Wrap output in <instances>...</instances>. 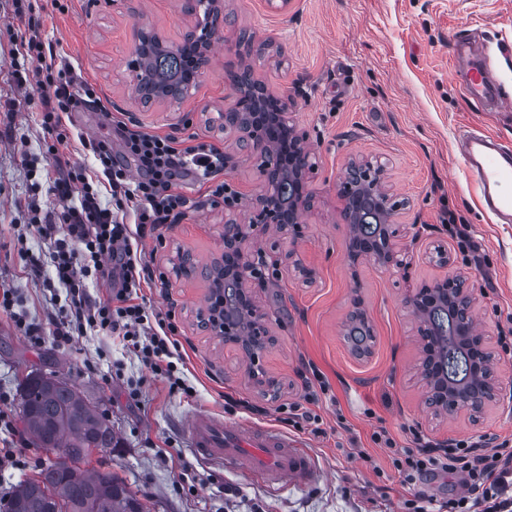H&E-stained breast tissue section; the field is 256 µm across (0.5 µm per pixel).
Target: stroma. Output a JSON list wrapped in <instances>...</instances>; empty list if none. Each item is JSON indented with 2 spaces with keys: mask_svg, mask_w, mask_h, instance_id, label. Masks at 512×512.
<instances>
[{
  "mask_svg": "<svg viewBox=\"0 0 512 512\" xmlns=\"http://www.w3.org/2000/svg\"><path fill=\"white\" fill-rule=\"evenodd\" d=\"M43 16L42 39L57 42L100 98L98 110L69 114L70 138L49 153L41 126L42 95L36 83L18 86L16 48L27 29L12 0H0V290L23 298L15 311L0 310V392L24 440L27 470L0 468V496L32 478L51 453L29 439L21 415L22 380L30 373L74 385L112 423L117 445L95 452L92 468L116 474L148 512H404L413 490L403 487L386 449L372 434L384 429L400 444L420 435L434 445L486 435L512 439V409L494 403L478 417L435 415L425 405L417 376L416 324L403 299L408 284L430 282L450 271L470 277L477 301V332L496 355L495 370L512 384V354L499 343L512 328V223L480 207L457 145L459 132L478 128L512 146V110L466 101L454 76L458 42L487 53L490 77L512 95V0H292L280 11L270 0H224L235 19L231 40L216 39L210 63L181 101L142 106L128 63L134 30L144 23L180 41L189 18L181 0H31ZM252 66L255 78L289 97L316 173L314 206L304 216L302 238L276 229L261 247L274 252L262 269L268 286L258 304L268 316L271 341L260 357L280 383L270 392L247 377V358L202 331L197 322L208 287L177 272L180 255L201 265L224 248V223L244 222L246 204L262 190L249 160L227 174L245 204L216 205L194 176L181 183L194 204L181 224L165 230V246L141 244L142 256L166 274L142 294L148 309H174L181 328L187 383L192 394L170 393L122 337L87 331L70 344L51 333L66 302L54 279V239L37 232L40 212L62 211L52 190L60 164L92 166L78 134L115 140L111 116L121 112L142 130L181 139L198 135L236 153L218 114L234 103L228 72ZM377 159L386 185L405 204L398 221L409 245L408 274L373 260L351 262L349 226L336 194L339 173L351 161ZM466 224L472 250L448 232L449 218ZM451 264L433 262L436 251ZM313 268V281L295 270ZM39 276H31L32 265ZM361 302L374 331L370 357L353 358L344 340L353 302ZM45 328L31 343L15 322ZM319 370L328 385L311 409L321 433L306 422L282 423L284 407L301 402L303 377ZM213 413L225 423L283 430L314 457L317 479L307 485L270 486L220 461L199 459L187 425L193 414Z\"/></svg>",
  "mask_w": 512,
  "mask_h": 512,
  "instance_id": "1",
  "label": "stroma"
}]
</instances>
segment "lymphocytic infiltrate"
Listing matches in <instances>:
<instances>
[{
	"label": "lymphocytic infiltrate",
	"mask_w": 512,
	"mask_h": 512,
	"mask_svg": "<svg viewBox=\"0 0 512 512\" xmlns=\"http://www.w3.org/2000/svg\"><path fill=\"white\" fill-rule=\"evenodd\" d=\"M18 18L32 35L20 42L17 56L38 65L42 126L55 136L72 107L96 108L100 99L66 56L39 38L38 20L23 10ZM115 126L117 144L95 138L81 141L107 181L111 206H102L87 174L73 168L54 182L56 195L67 204L64 217L50 211L37 226L39 233L57 236L55 277L66 290L67 308L55 337L69 343L90 328L122 336L152 372L167 381L170 392L187 394L191 388L178 376L173 361L180 348L174 312H154L134 300L141 284L154 281L153 269L137 257L139 241L159 226L179 223L186 216L190 201L174 190L182 174L208 183L213 202L231 209L237 205L238 192L225 180L224 154L212 142L132 131L120 120ZM120 154L132 159L136 173L117 163ZM92 275L105 281L106 296L96 299L87 294L85 281ZM373 441L389 449L402 484H424L442 473L460 475L466 492L449 497L448 512L512 508V441L502 440L490 454L478 452L476 444L465 441L440 453L420 444L409 448L398 445L383 430L374 433Z\"/></svg>",
	"instance_id": "lymphocytic-infiltrate-1"
}]
</instances>
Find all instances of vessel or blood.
Returning a JSON list of instances; mask_svg holds the SVG:
<instances>
[{
    "mask_svg": "<svg viewBox=\"0 0 512 512\" xmlns=\"http://www.w3.org/2000/svg\"><path fill=\"white\" fill-rule=\"evenodd\" d=\"M464 83L466 98L486 101L497 108L512 107V98L492 88L481 68H472ZM460 148L484 207L499 221L511 223L512 148L475 130L461 133ZM189 433L198 457L235 461L241 471L257 479L273 484H308L316 477L313 461L302 442L276 430L245 434L225 427L219 417L204 415L190 420Z\"/></svg>",
    "mask_w": 512,
    "mask_h": 512,
    "instance_id": "vessel-or-blood-1",
    "label": "vessel or blood"
}]
</instances>
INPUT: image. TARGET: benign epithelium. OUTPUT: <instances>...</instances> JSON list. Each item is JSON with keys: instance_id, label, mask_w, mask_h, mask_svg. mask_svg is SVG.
Wrapping results in <instances>:
<instances>
[{"instance_id": "7a95c632", "label": "benign epithelium", "mask_w": 512, "mask_h": 512, "mask_svg": "<svg viewBox=\"0 0 512 512\" xmlns=\"http://www.w3.org/2000/svg\"><path fill=\"white\" fill-rule=\"evenodd\" d=\"M222 4L223 0H182L193 25L180 43L165 39L151 27L135 28L130 71L142 103L176 102L188 94L209 64L212 40L224 28ZM234 87V111L222 112L218 119L224 122V133L240 134L239 149L254 161L263 190L251 203L247 222L224 224L223 255L199 267L185 254L179 258V269L208 283V305L199 314L201 327L248 357L250 378L272 390L277 380L259 364V355L270 341L266 317L258 305V291L266 287L258 265L266 262V252L247 244L262 238L272 224L295 239L303 236L299 214L313 205L309 183L314 166L309 162L306 135L288 113V99L271 93L254 78L249 65L240 66ZM337 195L350 227L347 248L352 261L371 257L381 268L408 273L410 264L397 250V240L403 236L402 225L397 223L402 203L386 187L384 165L350 162L338 177ZM467 280L465 273L454 272L421 282L405 296L418 322V373L425 400L438 415L466 412L474 416L504 397L505 386L494 370V351L473 330L475 298L466 288ZM345 336L356 358L371 354L374 336L358 301L349 313ZM450 340L473 355L470 373L463 381L448 378L439 368Z\"/></svg>"}]
</instances>
